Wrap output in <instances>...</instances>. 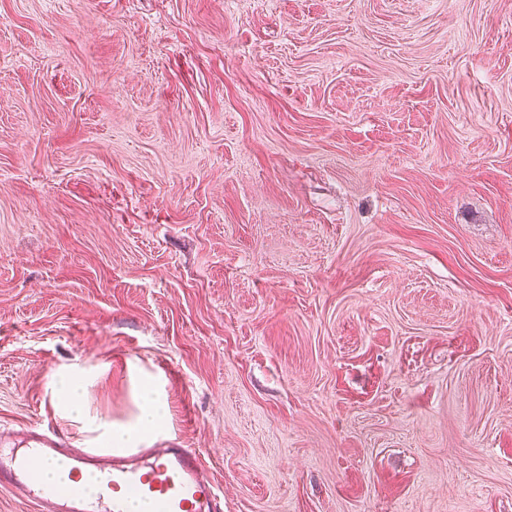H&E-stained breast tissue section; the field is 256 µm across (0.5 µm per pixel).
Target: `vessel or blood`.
<instances>
[{
  "instance_id": "b4317fda",
  "label": "vessel or blood",
  "mask_w": 512,
  "mask_h": 512,
  "mask_svg": "<svg viewBox=\"0 0 512 512\" xmlns=\"http://www.w3.org/2000/svg\"><path fill=\"white\" fill-rule=\"evenodd\" d=\"M60 458L65 459L66 468L53 488H45L36 473ZM84 471L98 480L94 495L69 486L73 474ZM0 487L33 503L36 512H128L133 498L151 502L157 512L224 510L223 495L205 475L199 455L177 445L103 455L88 448H63L56 435L35 431L24 453L0 448Z\"/></svg>"
}]
</instances>
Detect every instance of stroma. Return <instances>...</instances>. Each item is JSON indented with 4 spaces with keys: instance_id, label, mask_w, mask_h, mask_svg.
Returning <instances> with one entry per match:
<instances>
[{
    "instance_id": "1",
    "label": "stroma",
    "mask_w": 512,
    "mask_h": 512,
    "mask_svg": "<svg viewBox=\"0 0 512 512\" xmlns=\"http://www.w3.org/2000/svg\"><path fill=\"white\" fill-rule=\"evenodd\" d=\"M89 370L224 512H512V0H0V443Z\"/></svg>"
}]
</instances>
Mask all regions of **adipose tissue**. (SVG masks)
<instances>
[{"mask_svg": "<svg viewBox=\"0 0 512 512\" xmlns=\"http://www.w3.org/2000/svg\"><path fill=\"white\" fill-rule=\"evenodd\" d=\"M54 392L64 416L84 423L89 431L96 433L100 447L108 451L128 448L136 439L150 436L163 427L164 391L159 382L149 377L140 383L139 412L134 421L126 425L102 424L90 417L84 371H60Z\"/></svg>", "mask_w": 512, "mask_h": 512, "instance_id": "obj_1", "label": "adipose tissue"}]
</instances>
